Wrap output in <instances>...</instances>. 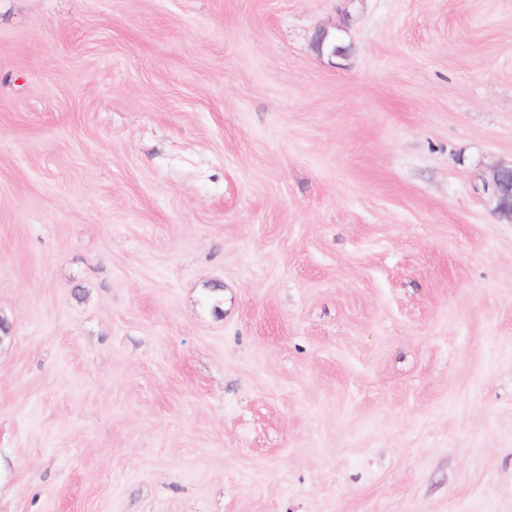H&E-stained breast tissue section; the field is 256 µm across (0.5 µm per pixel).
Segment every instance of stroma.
I'll return each mask as SVG.
<instances>
[{
	"label": "stroma",
	"mask_w": 512,
	"mask_h": 512,
	"mask_svg": "<svg viewBox=\"0 0 512 512\" xmlns=\"http://www.w3.org/2000/svg\"><path fill=\"white\" fill-rule=\"evenodd\" d=\"M510 159L512 0H0V512H512ZM487 191L494 203L495 214L512 222V161L501 164L495 171Z\"/></svg>",
	"instance_id": "35a3bbf8"
}]
</instances>
